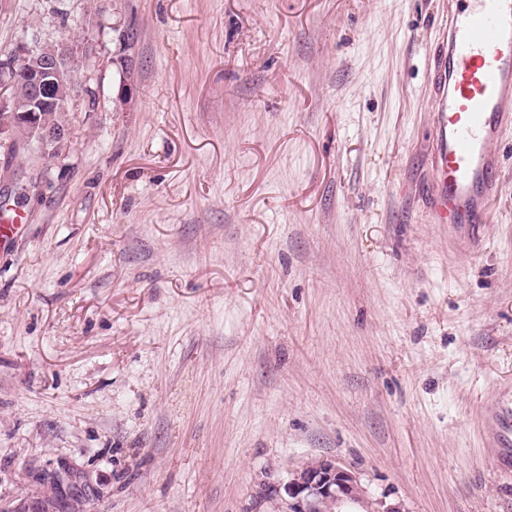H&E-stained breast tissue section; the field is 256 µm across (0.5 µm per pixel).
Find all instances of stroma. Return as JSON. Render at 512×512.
<instances>
[{"label": "stroma", "instance_id": "35a3bbf8", "mask_svg": "<svg viewBox=\"0 0 512 512\" xmlns=\"http://www.w3.org/2000/svg\"><path fill=\"white\" fill-rule=\"evenodd\" d=\"M455 7L0 0V59L93 46L69 153L0 154V507L282 512L329 458L400 512H512L478 427L512 397V135L477 240L429 216Z\"/></svg>", "mask_w": 512, "mask_h": 512}]
</instances>
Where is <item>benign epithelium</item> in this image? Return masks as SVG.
Segmentation results:
<instances>
[{
  "label": "benign epithelium",
  "instance_id": "benign-epithelium-1",
  "mask_svg": "<svg viewBox=\"0 0 512 512\" xmlns=\"http://www.w3.org/2000/svg\"><path fill=\"white\" fill-rule=\"evenodd\" d=\"M72 53L73 47L66 43L49 48L24 45L0 61V112L12 113L14 122L31 129L41 156L47 154L49 145L71 138L68 126H39L38 113L51 103L66 108L63 101L54 97L55 83L68 85L71 95L76 91L74 72L69 69ZM20 85L26 88V109L16 113L12 100ZM277 494L285 501L287 512H341L348 503L362 504L365 512H399L381 501L366 500L355 473L329 459L308 462L280 485Z\"/></svg>",
  "mask_w": 512,
  "mask_h": 512
}]
</instances>
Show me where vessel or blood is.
Returning <instances> with one entry per match:
<instances>
[{
  "instance_id": "1",
  "label": "vessel or blood",
  "mask_w": 512,
  "mask_h": 512,
  "mask_svg": "<svg viewBox=\"0 0 512 512\" xmlns=\"http://www.w3.org/2000/svg\"><path fill=\"white\" fill-rule=\"evenodd\" d=\"M439 177L436 223L476 235L500 181L497 144L512 133V0H462L449 13L429 73ZM500 458L512 455V402L492 417Z\"/></svg>"
}]
</instances>
